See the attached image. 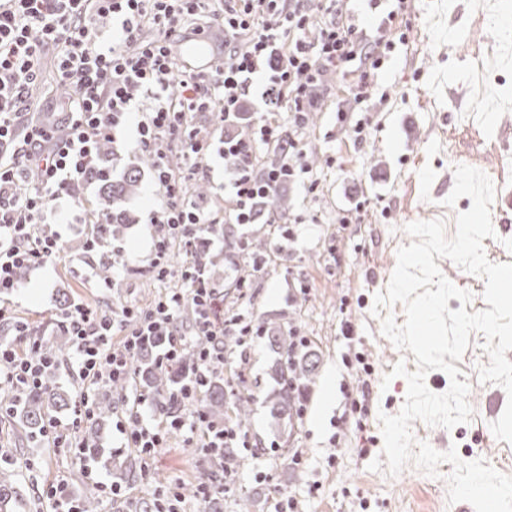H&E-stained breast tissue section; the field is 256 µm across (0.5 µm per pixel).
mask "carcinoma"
I'll return each mask as SVG.
<instances>
[{
  "instance_id": "cac0c4a2",
  "label": "carcinoma",
  "mask_w": 512,
  "mask_h": 512,
  "mask_svg": "<svg viewBox=\"0 0 512 512\" xmlns=\"http://www.w3.org/2000/svg\"><path fill=\"white\" fill-rule=\"evenodd\" d=\"M139 182V169L133 167L124 173L118 182L102 186V193L106 202L112 203V209L106 213L108 221L105 224L95 225V235L100 239H110L114 233V225L123 224L127 220V212L123 209L122 199L132 194ZM229 251L228 258L236 263L239 258H248L256 261L264 247L263 240L258 236V230L246 229L239 234H230L225 238ZM263 339L269 349L275 354L272 365L273 377L277 383L271 394L266 396L270 415L279 423L288 425L297 417L298 393L300 389L312 382L318 370L319 359L312 351L300 352L296 350L290 329L285 323L262 324ZM199 352V343L188 344L183 348L180 376L192 372L196 367ZM134 370L141 387L151 392L159 399L160 410H168V403L164 401L165 395L177 382L173 372L156 367L150 351H144L133 362ZM205 397L206 409L210 416H215L224 410V385L212 378L201 387ZM254 401L252 395H240L235 404V417L237 426L247 423L249 406ZM70 398L64 391L54 390V379L46 377L42 386L28 391L17 408L20 419L24 423L27 436L32 440L40 438L39 431L44 419L51 411L69 405Z\"/></svg>"
}]
</instances>
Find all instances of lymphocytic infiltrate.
Wrapping results in <instances>:
<instances>
[{"instance_id":"1","label":"lymphocytic infiltrate","mask_w":512,"mask_h":512,"mask_svg":"<svg viewBox=\"0 0 512 512\" xmlns=\"http://www.w3.org/2000/svg\"><path fill=\"white\" fill-rule=\"evenodd\" d=\"M351 0H0V295L10 294L15 272L52 263L61 251L60 235L42 229L49 210L73 197L98 156L101 142L113 140L132 112L136 98L152 103L137 123L136 144L153 161L152 185L160 203L149 213L154 228L149 272L157 279L171 273V245L187 255L180 276L182 287L161 293L148 308L123 306L119 315L93 312L82 305L68 308L58 327L71 338L70 366L91 386L129 384L131 365L152 337H160L154 361L173 370L180 364L188 340L201 337L194 374L169 394L172 412L161 421L144 417L155 398L142 389L133 392L139 408L129 423L118 424L126 447L137 449L143 469H150L171 432L201 438L202 449L221 459L225 449L240 441L239 431L209 420L199 404L201 383L212 363L224 358V336L250 337L252 328L234 317L217 319L213 307L221 297L205 275L207 263L193 244L203 234L216 235L219 224H251L256 204L272 189L307 174L298 141L285 137L279 114L303 127L311 110V94L320 88L327 70L354 62L357 80L345 88L354 105L372 96L378 69L396 44L408 41L402 18L412 0H394L386 19L370 27L354 23ZM222 27L226 51L205 71L178 66L176 47L186 33L206 36L210 26ZM151 37H143L144 27ZM56 50V72L70 97L60 110L38 119L27 114L45 46ZM257 89L265 119L258 123L255 142L225 138L223 155L235 162L224 188V213L210 210L188 186L200 174L197 158L210 147L190 129L186 116L214 114L226 125L238 117L250 89ZM282 151L277 169L256 170V144ZM184 160L182 172L171 163L172 149ZM30 190L18 194L19 182ZM195 317L190 329L180 320L185 309ZM120 344H113L114 332ZM58 359L37 341L25 351L0 342V386L18 405L28 390L40 387ZM89 390L80 394L71 426L49 419L44 435L65 442L77 426L94 415ZM191 406L183 414V406Z\"/></svg>"}]
</instances>
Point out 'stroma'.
<instances>
[{
    "label": "stroma",
    "mask_w": 512,
    "mask_h": 512,
    "mask_svg": "<svg viewBox=\"0 0 512 512\" xmlns=\"http://www.w3.org/2000/svg\"><path fill=\"white\" fill-rule=\"evenodd\" d=\"M499 0H415L405 19L409 43L397 46L385 60L367 108L349 113L344 89L356 74L353 66L332 70L322 88L309 123L301 131L284 125V133H297L309 165V185H284L285 212L263 215L259 225L267 241L263 262L256 267L233 266L224 247L203 237L196 251L224 287L225 316L243 315L251 325L279 318L305 336L319 357L314 381L299 393L305 413L291 425H279L264 402L275 386L271 366L275 359L260 338L249 341L244 354H231L219 375L228 393H238V378H245L254 396L246 426L247 447L236 448L237 473L218 504L187 497L183 512H268L281 494L297 501L299 512H457L448 501L451 464L439 465L430 477L407 465L396 477L370 470L383 455L380 414L400 412L408 390L404 377L393 376L397 362L415 371V356L399 350L383 335L382 317L373 312L374 297L385 291L397 263V250L411 243L407 224L439 219L447 235H454L458 214L472 205L459 198L445 206L448 172L465 164L484 172L496 190L512 192V173L500 176L503 161L512 152L502 147L512 137V44L495 32ZM491 47L497 66L482 76L473 72L476 47ZM53 50H46L40 77L30 90L29 102L37 112L59 105ZM367 126L364 139H356L353 123ZM190 123L201 130L210 150L199 160L208 176L199 180L203 198L212 210L225 207L221 184L227 183L232 165L218 150L224 128L212 114H194ZM135 125L117 133L108 164L110 179L124 169L140 166L137 190L126 199L130 217L97 252L86 249L93 223L105 203L98 184L87 183L64 206L73 215L69 224L57 225L62 250L46 268L29 270L18 288L1 297L14 319L25 322L30 337L14 335L0 323V340L25 350L28 339L50 345L58 332L63 301L81 304L103 314L120 305L147 307L165 289L182 287L179 276L155 279L147 270L154 228L147 216L158 197L151 191L149 167L141 166L135 147ZM124 248L130 269L111 287L88 281L89 267L102 257ZM442 274L471 295L469 305L450 299L449 309H486L484 291L473 275L449 259H439ZM246 276L248 290L235 286ZM456 366L469 385L473 415L453 429L413 421L416 441L435 450L456 449L461 460L485 461L498 472L512 475V444L497 440L491 423L498 413L488 412L484 400L504 396L502 387L481 382L478 369L490 362L483 349V334L474 332ZM363 355L372 375L359 371L356 355ZM365 397V412L352 404ZM123 390L104 387L99 400L112 405V417L95 430L96 451L78 452L48 443H32L16 416H0V459L18 473L17 501L12 512H51L44 495L48 485L67 480L77 498L97 496L85 475L93 468L100 475L127 487L128 502H102L101 512H129L132 505L150 498L153 487L140 475H128L132 448L121 447L115 423L128 419L131 407ZM185 434L171 433L156 456L152 475L181 486L199 484L202 474L222 470Z\"/></svg>",
    "instance_id": "stroma-1"
}]
</instances>
